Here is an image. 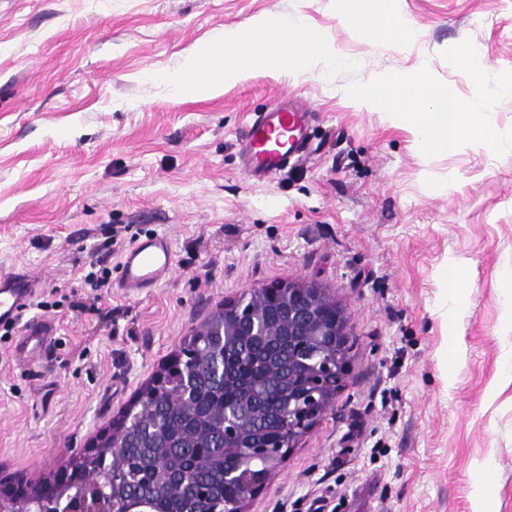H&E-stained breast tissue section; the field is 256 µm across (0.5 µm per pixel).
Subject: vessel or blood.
Instances as JSON below:
<instances>
[{"instance_id": "b4317fda", "label": "vessel or blood", "mask_w": 512, "mask_h": 512, "mask_svg": "<svg viewBox=\"0 0 512 512\" xmlns=\"http://www.w3.org/2000/svg\"><path fill=\"white\" fill-rule=\"evenodd\" d=\"M309 121L308 110L285 103L256 114L242 137L250 176L269 177L302 152L309 139ZM175 266L170 240L161 234H151L122 252L114 285L124 295L138 296L166 281ZM41 286V279L27 268L0 272V327H20L21 334L12 345V356L22 366L31 365L45 355L55 341L56 327L52 321L25 316Z\"/></svg>"}]
</instances>
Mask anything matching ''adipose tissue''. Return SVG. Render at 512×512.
<instances>
[{
    "instance_id": "adipose-tissue-1",
    "label": "adipose tissue",
    "mask_w": 512,
    "mask_h": 512,
    "mask_svg": "<svg viewBox=\"0 0 512 512\" xmlns=\"http://www.w3.org/2000/svg\"><path fill=\"white\" fill-rule=\"evenodd\" d=\"M342 2L343 21L356 22L358 33L366 39L403 45L416 31L412 20L378 8L376 0ZM340 61V50L312 34L298 18L258 17L196 44L185 53L178 69L161 74L160 79L202 97L244 79L257 66L269 72L296 68L307 78L326 80ZM501 92L499 84L491 83L480 99H458L432 76L409 79L396 73L368 76L362 86L366 101L408 128L423 155L454 153L465 145L487 142L511 150L512 137H493L490 126L480 119Z\"/></svg>"
}]
</instances>
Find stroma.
Here are the masks:
<instances>
[{
    "label": "stroma",
    "mask_w": 512,
    "mask_h": 512,
    "mask_svg": "<svg viewBox=\"0 0 512 512\" xmlns=\"http://www.w3.org/2000/svg\"><path fill=\"white\" fill-rule=\"evenodd\" d=\"M379 4L416 23L404 46L359 38L338 0H0V271L43 274L30 313L57 329L26 370L0 329L1 477L68 465L224 299L313 281L347 316L349 374L252 512H473L490 457L492 512H512V150L421 156L356 94L372 73L467 99L512 81V0ZM285 14L340 49L333 85L257 69L199 99L158 82L224 27ZM460 41L485 70L451 61ZM289 94L316 114L308 150L251 179L245 127ZM153 232L176 253L161 287L89 288Z\"/></svg>",
    "instance_id": "35a3bbf8"
}]
</instances>
